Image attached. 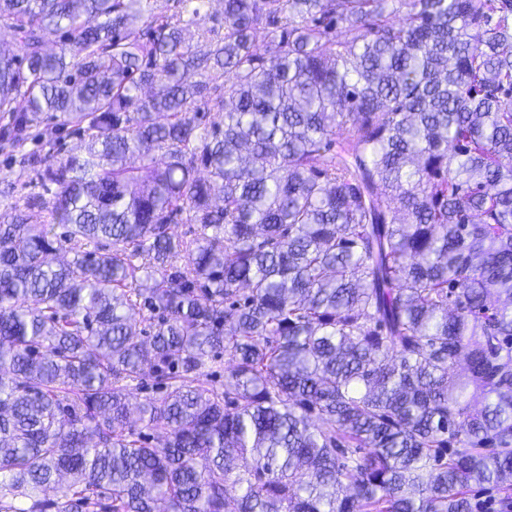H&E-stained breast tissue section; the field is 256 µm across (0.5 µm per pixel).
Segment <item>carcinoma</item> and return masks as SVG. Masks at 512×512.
Returning <instances> with one entry per match:
<instances>
[{
  "mask_svg": "<svg viewBox=\"0 0 512 512\" xmlns=\"http://www.w3.org/2000/svg\"><path fill=\"white\" fill-rule=\"evenodd\" d=\"M205 2L0 0V512H470L512 487V0ZM4 159L5 156L0 153V211H3L5 204L22 203V196L28 189L22 190L20 185L31 176L17 168H8Z\"/></svg>",
  "mask_w": 512,
  "mask_h": 512,
  "instance_id": "1",
  "label": "carcinoma"
}]
</instances>
